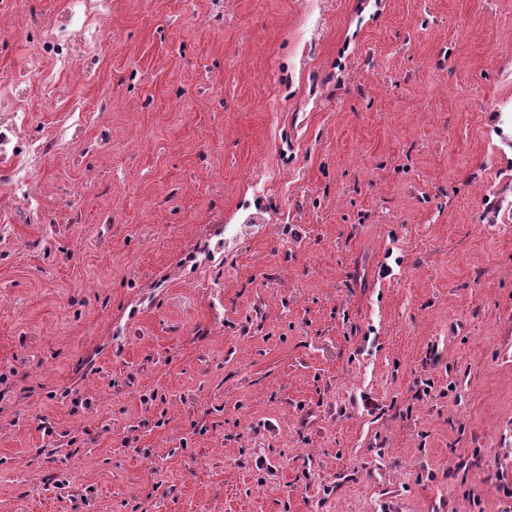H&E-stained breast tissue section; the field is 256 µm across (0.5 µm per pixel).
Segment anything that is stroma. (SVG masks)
Wrapping results in <instances>:
<instances>
[{
	"instance_id": "stroma-1",
	"label": "stroma",
	"mask_w": 512,
	"mask_h": 512,
	"mask_svg": "<svg viewBox=\"0 0 512 512\" xmlns=\"http://www.w3.org/2000/svg\"><path fill=\"white\" fill-rule=\"evenodd\" d=\"M74 11L27 142L83 145L35 221L0 183V512H512V0Z\"/></svg>"
}]
</instances>
